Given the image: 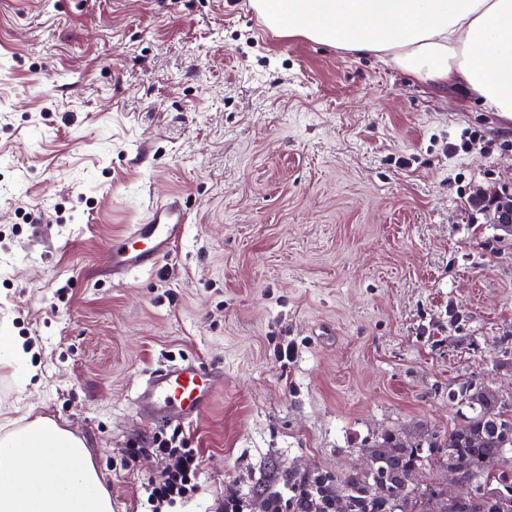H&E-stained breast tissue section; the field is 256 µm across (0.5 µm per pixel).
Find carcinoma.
<instances>
[{
    "label": "carcinoma",
    "mask_w": 512,
    "mask_h": 512,
    "mask_svg": "<svg viewBox=\"0 0 512 512\" xmlns=\"http://www.w3.org/2000/svg\"><path fill=\"white\" fill-rule=\"evenodd\" d=\"M449 399L469 408L471 415L447 435L432 436L410 449L390 435L381 447L400 452L374 456L364 473L350 472L336 480L290 474L288 484L311 491L308 506L319 512H398L401 495L407 497L405 512H448V500L437 488L413 486L410 478L416 469L441 457L450 466L464 457L472 488L467 512H512V405L473 383L460 386Z\"/></svg>",
    "instance_id": "cac0c4a2"
}]
</instances>
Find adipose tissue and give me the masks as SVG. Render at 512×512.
Returning <instances> with one entry per match:
<instances>
[{
	"instance_id": "ef3b65f1",
	"label": "adipose tissue",
	"mask_w": 512,
	"mask_h": 512,
	"mask_svg": "<svg viewBox=\"0 0 512 512\" xmlns=\"http://www.w3.org/2000/svg\"><path fill=\"white\" fill-rule=\"evenodd\" d=\"M271 30L371 53L512 118V0H250ZM0 512H112L85 440L49 417L0 419Z\"/></svg>"
}]
</instances>
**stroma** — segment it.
Returning a JSON list of instances; mask_svg holds the SVG:
<instances>
[{"label":"stroma","mask_w":512,"mask_h":512,"mask_svg":"<svg viewBox=\"0 0 512 512\" xmlns=\"http://www.w3.org/2000/svg\"><path fill=\"white\" fill-rule=\"evenodd\" d=\"M502 186L512 128L478 97L249 0H0V336L37 369L0 372V414L82 437L112 512L168 465L132 397L175 359L224 372L178 512L448 433L465 382L512 403V235L471 202ZM167 194L174 256L113 283L107 242Z\"/></svg>","instance_id":"35a3bbf8"}]
</instances>
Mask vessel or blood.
Here are the masks:
<instances>
[{"label": "vessel or blood", "mask_w": 512, "mask_h": 512, "mask_svg": "<svg viewBox=\"0 0 512 512\" xmlns=\"http://www.w3.org/2000/svg\"><path fill=\"white\" fill-rule=\"evenodd\" d=\"M186 223L187 212L180 197L171 195L156 201L142 223L129 225L108 242L112 278L120 281L130 273L155 268L182 241ZM223 386V373L185 360L149 373L137 384L133 405L147 425H190L203 415Z\"/></svg>", "instance_id": "1"}]
</instances>
